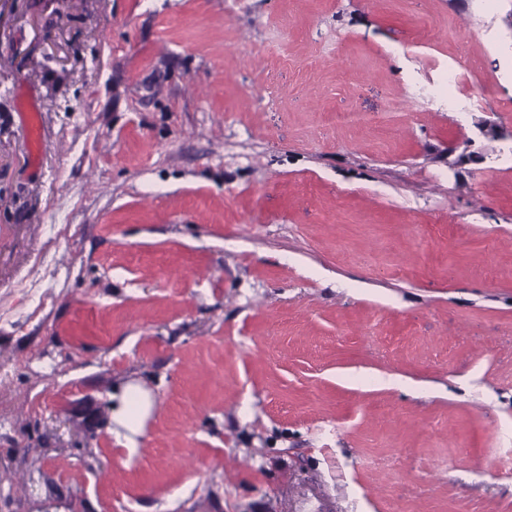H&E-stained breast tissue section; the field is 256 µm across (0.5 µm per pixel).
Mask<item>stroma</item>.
<instances>
[{"mask_svg": "<svg viewBox=\"0 0 512 512\" xmlns=\"http://www.w3.org/2000/svg\"><path fill=\"white\" fill-rule=\"evenodd\" d=\"M0 363V512H512V0H5ZM20 129L29 150V163L38 168L41 162V120L38 112H19ZM153 400L148 391L137 384H128L123 391L120 404L112 408V421L117 426L116 434L125 440L130 451L137 448V437L142 435L146 418L150 415Z\"/></svg>", "mask_w": 512, "mask_h": 512, "instance_id": "1", "label": "stroma"}]
</instances>
